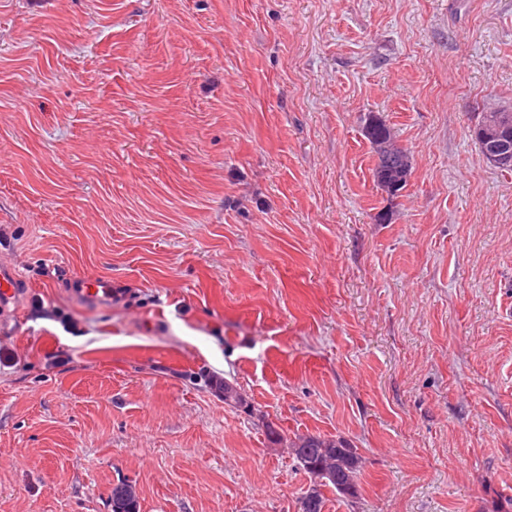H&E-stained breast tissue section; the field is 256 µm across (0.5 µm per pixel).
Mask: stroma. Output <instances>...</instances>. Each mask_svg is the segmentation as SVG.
Returning a JSON list of instances; mask_svg holds the SVG:
<instances>
[{
  "label": "stroma",
  "instance_id": "obj_1",
  "mask_svg": "<svg viewBox=\"0 0 512 512\" xmlns=\"http://www.w3.org/2000/svg\"><path fill=\"white\" fill-rule=\"evenodd\" d=\"M497 109L512 0H0V512H300L267 421L357 448L324 512H512ZM489 114V118L492 124V130L491 134L489 135L490 138L498 137V127L499 124L495 122V117H500L503 115L508 114L509 115V136H510V142H512V112H485ZM483 113L481 117L484 116ZM484 128L480 125L473 128V133L475 137L479 138L480 140H484L485 146H484V157L487 161L492 163L496 166H501V170L504 171H512V167L508 166L512 159V151L510 148L508 136L505 135V137L497 138V139H489L486 137L485 132L483 130ZM507 166V167H505ZM364 132L380 161L373 170L375 183L387 193L397 195L406 187L411 173L409 153L398 147L390 127L378 114H368ZM24 293L19 272L6 262L0 263V329L9 326L13 312ZM74 291L85 302L93 305H112L113 297L121 295L112 278H80ZM112 512H139V503L135 493L124 484L112 489Z\"/></svg>",
  "mask_w": 512,
  "mask_h": 512
}]
</instances>
